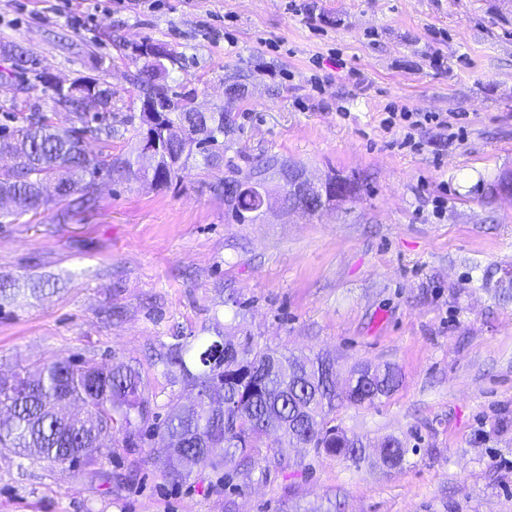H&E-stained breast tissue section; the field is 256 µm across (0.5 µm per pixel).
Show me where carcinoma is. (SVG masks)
Here are the masks:
<instances>
[{
  "label": "carcinoma",
  "mask_w": 512,
  "mask_h": 512,
  "mask_svg": "<svg viewBox=\"0 0 512 512\" xmlns=\"http://www.w3.org/2000/svg\"><path fill=\"white\" fill-rule=\"evenodd\" d=\"M152 44L137 52L145 59L134 76L141 100L156 99L157 112L139 114L140 135L151 134L162 154L150 168H134L129 158L94 153L86 140H110L114 128L105 121L112 112V89L101 86L96 99L84 102L65 95L59 86L38 71L37 59L13 42L0 43V55L11 52L16 76L32 73L52 88L51 111L69 115V126L60 127L41 112L23 117L20 126L0 125V151L17 158L10 169L0 170V219L47 209L49 199L42 184L57 180L58 198L67 206L56 214L66 221L99 207L97 177L102 173L144 179L165 186L179 177L176 162L199 156L205 168L218 169L224 162V136L233 130L231 110L195 112L187 98L157 82L161 64L147 59ZM208 189L224 198L228 216L235 224L256 220L261 188L228 168V175L208 183ZM217 339L196 345L174 343L160 356L182 381L202 392L217 390L211 404L199 402L190 415L170 407L150 436L173 439L182 451L195 458L194 466L216 468L214 449H222L224 465L247 471L253 456L267 449L269 467L283 464L282 449L300 445L315 453L348 460L364 457L365 444L337 423L336 411L344 404L369 405L390 396L399 386L398 371L376 379L378 394L364 400L346 390L336 391L335 365L326 371L329 358L300 357L251 341L234 344ZM140 374L132 366L115 362L101 366L92 359L58 358L28 367L9 378L0 377V447L23 456H36L59 464L92 466L112 455L106 437L123 435L130 445L136 420L149 412V401L139 391ZM281 432L277 444L268 443L270 430Z\"/></svg>",
  "instance_id": "1"
}]
</instances>
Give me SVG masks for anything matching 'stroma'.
<instances>
[{
  "label": "stroma",
  "instance_id": "obj_1",
  "mask_svg": "<svg viewBox=\"0 0 512 512\" xmlns=\"http://www.w3.org/2000/svg\"><path fill=\"white\" fill-rule=\"evenodd\" d=\"M1 41L111 87L116 133L93 151L137 159L133 48L161 42L175 92L231 106L224 159L241 173L278 155L358 180L323 215L232 224L206 187L218 170L193 160L168 187L100 178L98 209L64 224L59 201L0 224V276L21 289L0 308L1 374L122 361L163 415L195 393L158 354L217 323L330 355L342 379L391 364L401 383L340 410L372 443L357 463L290 448L282 467L260 452L232 480L206 468L173 487L157 438L114 440L93 470L0 448V512H512V199L487 195L512 171V0H0ZM29 86L0 88V124L35 107L66 124ZM391 436L409 448L392 469L373 449Z\"/></svg>",
  "mask_w": 512,
  "mask_h": 512
}]
</instances>
